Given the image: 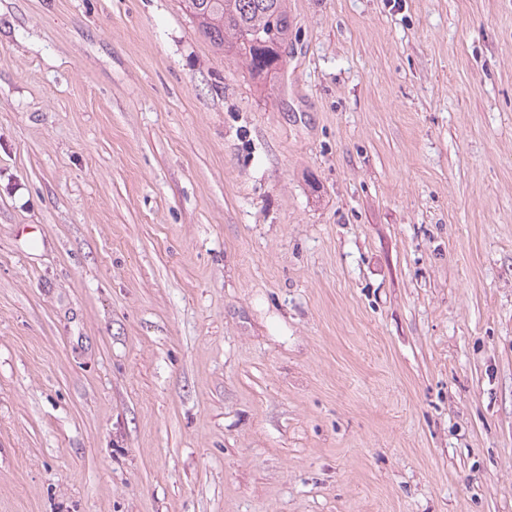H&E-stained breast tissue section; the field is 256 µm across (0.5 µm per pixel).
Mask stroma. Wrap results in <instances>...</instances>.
Returning <instances> with one entry per match:
<instances>
[{
	"label": "stroma",
	"mask_w": 512,
	"mask_h": 512,
	"mask_svg": "<svg viewBox=\"0 0 512 512\" xmlns=\"http://www.w3.org/2000/svg\"><path fill=\"white\" fill-rule=\"evenodd\" d=\"M0 0V512H512V0ZM197 31L218 51L238 58L257 86L282 69L280 49L288 46V0H184ZM258 35L260 41H254Z\"/></svg>",
	"instance_id": "1"
}]
</instances>
